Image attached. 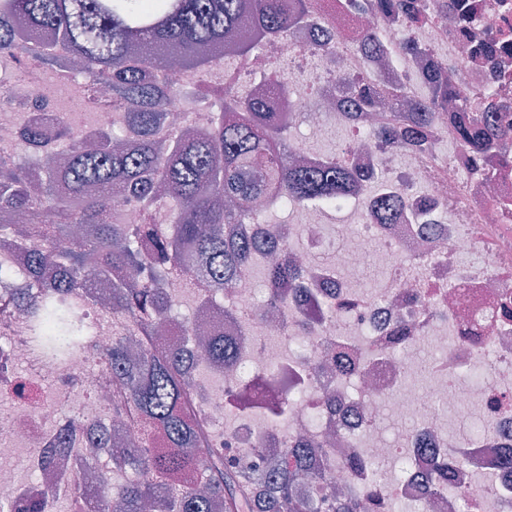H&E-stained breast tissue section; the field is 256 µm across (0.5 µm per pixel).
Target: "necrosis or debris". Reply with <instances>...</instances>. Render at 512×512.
Masks as SVG:
<instances>
[{"mask_svg":"<svg viewBox=\"0 0 512 512\" xmlns=\"http://www.w3.org/2000/svg\"><path fill=\"white\" fill-rule=\"evenodd\" d=\"M355 21L336 9V0H318V14L341 32L336 68L367 73L381 87L392 79L368 62L349 32L350 23L384 29L391 41L403 38L396 23L377 14L373 0H359ZM476 36L512 39V0H474ZM445 18H434L412 33L425 51L410 57L398 71L414 96L428 56L448 60L449 75L470 92L492 83L512 103V59L494 66L466 60L463 43ZM309 33L289 32L269 44L246 68L214 67L213 84L226 79L249 84L255 73L276 80L280 66L308 67L313 57L304 47ZM57 54L69 64L68 46ZM29 65L18 98L0 108V152L19 140L20 119L52 126L72 83L64 70ZM335 77L320 74L314 93L289 100L315 132L339 128L346 136L339 153L366 175L383 176L403 189L410 207L441 204L434 224H382L371 201L353 200L354 217L343 218L326 236L321 209L306 206L292 216L302 241L294 256L309 272L331 279L334 296L327 305L289 300L279 307L258 299L252 273L243 274L220 318L239 362L232 375L213 374L204 354L194 365L202 375L195 414L207 430L209 445L232 448L249 465L265 466L297 442L318 448L317 464L351 495L379 489L386 500L399 498L418 512H512V320L496 317L501 297L512 299V165L493 185L473 179L462 154L417 152L402 140H380L371 130L391 114L380 109L345 117ZM12 264L0 268V395L12 394L19 380L32 391L30 402L0 414V504L20 506L28 484L24 474L4 464L5 455L20 453L29 463L41 461L59 438L70 441L66 466L55 478L60 489L83 472L96 454L87 439L88 426L105 422L113 442L138 443L131 420L113 418V404L124 392L100 354L112 342V329L100 321L110 288L99 283L94 301L72 305L73 318L90 326L82 349L60 359L40 353L32 344L29 317L11 303L16 289L29 287L21 271L24 257L15 241L0 236V256ZM382 264L386 278L376 293L365 292L353 279L339 275L343 266L364 269ZM349 352L346 371L333 370L330 356ZM285 370L307 393L291 404L287 416L249 408L230 409L231 397L242 396L246 383L271 369ZM364 461L359 469L344 465V452ZM449 472L465 489L462 498L444 506L430 476ZM384 504L377 512H387Z\"/></svg>","mask_w":512,"mask_h":512,"instance_id":"obj_1","label":"necrosis or debris"}]
</instances>
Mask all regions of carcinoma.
<instances>
[{
  "mask_svg": "<svg viewBox=\"0 0 512 512\" xmlns=\"http://www.w3.org/2000/svg\"><path fill=\"white\" fill-rule=\"evenodd\" d=\"M428 2L376 0L374 8L413 30L427 19ZM463 2L436 0L435 7L453 14L455 30L466 40L473 14ZM316 9V0H0V60L8 76V82L0 81V100L11 101V81L27 59L47 69L60 65L55 46L65 43L79 63L73 78L87 91L110 89L121 114V134L98 133L92 150L60 118L50 134L39 125H23L22 147H41L42 167H30L18 154L0 156V210L27 220L16 240L26 258L24 273H56L51 298L26 299L35 346L54 356L76 350L87 329L71 318L70 299L98 280L111 282L104 314L112 319L113 341L102 359L125 390L124 405L112 415L132 411L145 438L166 442L148 454L100 442L118 470L130 475L115 482L92 462L99 486L91 512H141L148 499L155 512H370L369 499L336 493L335 484L313 469L315 448H286L270 470L257 472L229 449L208 446L195 419L197 373L185 363L184 342L193 322H177L181 342L164 355L146 350L132 356L134 337H149L158 324L174 322L164 291L168 282L189 278L205 285L199 299L211 304L213 296L233 291L255 250L289 246L290 232L280 224L264 239L246 229L260 223L252 208L256 198L295 208L338 206L371 193L377 183L334 156L313 166L288 161L282 133L298 119L267 111L270 96H289L284 86L269 94L252 86L242 93L202 79L222 58L247 63L261 43L312 27ZM335 40L336 34L326 33L308 50L322 52L333 64ZM134 46L145 55L131 58ZM361 46L372 58L389 57L379 29L364 32ZM172 58L201 75L190 96L220 102L200 135L177 131L161 137L171 97L183 85L176 73L163 84L150 81V73ZM336 79L349 109L370 112L386 97L393 111L404 113L378 129L377 137L401 139L413 150L434 148L430 126L434 113L445 112L448 139L477 179L496 180L492 157L505 168L512 163V126L498 119L507 104L492 88L472 95L436 61L427 65L428 92L417 102L409 100L403 84L377 90L360 76L338 73ZM91 186L97 192H89ZM128 206L143 210V223H125ZM373 206L385 224H424L430 214L406 205L398 189L376 195ZM307 276L286 257L264 267L274 301L280 290L297 287ZM207 351L212 364L236 367L232 346L223 339L208 340ZM304 475L315 484L312 495L298 491Z\"/></svg>",
  "mask_w": 512,
  "mask_h": 512,
  "instance_id": "obj_1",
  "label": "carcinoma"
}]
</instances>
